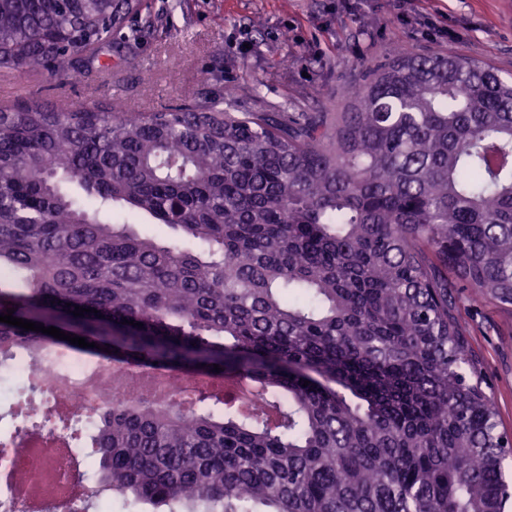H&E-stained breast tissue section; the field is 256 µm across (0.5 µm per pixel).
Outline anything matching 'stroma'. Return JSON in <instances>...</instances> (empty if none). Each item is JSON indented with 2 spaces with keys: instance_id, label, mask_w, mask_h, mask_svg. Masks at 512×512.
<instances>
[{
  "instance_id": "stroma-1",
  "label": "stroma",
  "mask_w": 512,
  "mask_h": 512,
  "mask_svg": "<svg viewBox=\"0 0 512 512\" xmlns=\"http://www.w3.org/2000/svg\"><path fill=\"white\" fill-rule=\"evenodd\" d=\"M162 16L110 70L80 83L53 71L0 77V98L49 104L121 100L154 112L202 84L235 112L342 111L346 88L401 47L486 60L512 72V13L502 0H152ZM512 437V315L456 295Z\"/></svg>"
}]
</instances>
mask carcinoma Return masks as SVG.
<instances>
[{"label":"carcinoma","mask_w":512,"mask_h":512,"mask_svg":"<svg viewBox=\"0 0 512 512\" xmlns=\"http://www.w3.org/2000/svg\"><path fill=\"white\" fill-rule=\"evenodd\" d=\"M156 21L143 0H0V71L82 80ZM183 101L0 106V279L20 287L0 291V315L100 345L0 322V351L182 376L217 364L261 386L255 407L209 389L161 407L142 390L88 430L49 408L30 431L88 442L99 486L170 510L512 512V438L452 294L512 314V73L401 49L334 121L226 112L201 86Z\"/></svg>","instance_id":"carcinoma-1"}]
</instances>
